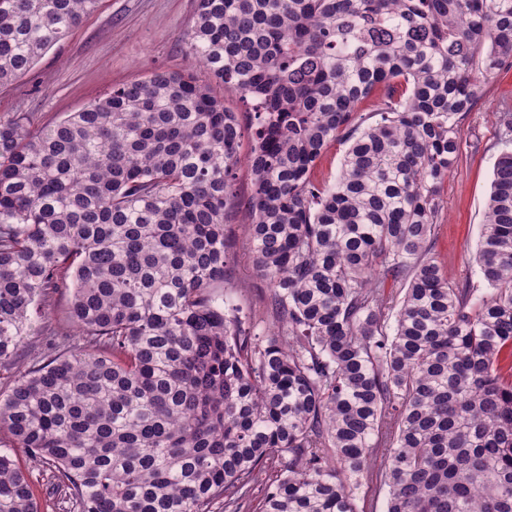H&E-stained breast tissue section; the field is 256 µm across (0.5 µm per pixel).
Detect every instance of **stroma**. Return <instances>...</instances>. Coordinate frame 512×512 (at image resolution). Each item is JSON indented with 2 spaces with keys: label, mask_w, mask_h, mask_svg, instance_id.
Returning a JSON list of instances; mask_svg holds the SVG:
<instances>
[{
  "label": "stroma",
  "mask_w": 512,
  "mask_h": 512,
  "mask_svg": "<svg viewBox=\"0 0 512 512\" xmlns=\"http://www.w3.org/2000/svg\"><path fill=\"white\" fill-rule=\"evenodd\" d=\"M195 0H100L68 38L52 47L24 77L0 86V120L18 112L51 122L104 96L112 86L156 70L207 71L185 54L183 38ZM512 109V69L487 86L485 99L462 125L465 147L441 187L442 217L434 252L450 280L476 277L469 259L485 220L494 162L501 151L499 114Z\"/></svg>",
  "instance_id": "obj_1"
}]
</instances>
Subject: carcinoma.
I'll use <instances>...</instances> for the list:
<instances>
[{
  "label": "carcinoma",
  "mask_w": 512,
  "mask_h": 512,
  "mask_svg": "<svg viewBox=\"0 0 512 512\" xmlns=\"http://www.w3.org/2000/svg\"><path fill=\"white\" fill-rule=\"evenodd\" d=\"M98 4L0 0V86ZM184 44L209 81L158 70L0 121V369L44 343L0 391V512H41L44 481L53 512H358L375 469L387 512H512L511 111L482 285L433 253L512 0H196ZM240 216L267 284L245 303ZM347 145L335 142L326 150L315 169V175L318 179L332 183L336 176L342 156Z\"/></svg>",
  "instance_id": "carcinoma-1"
}]
</instances>
